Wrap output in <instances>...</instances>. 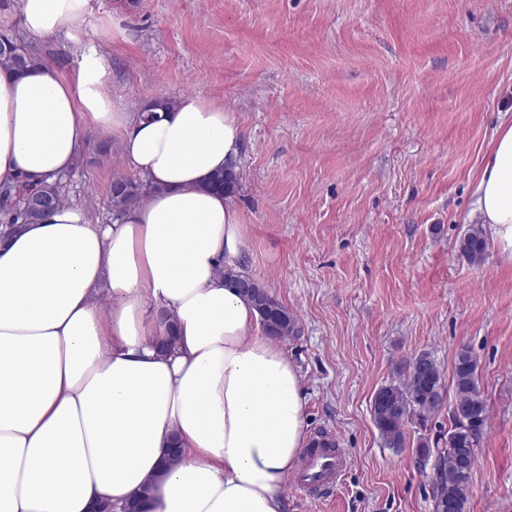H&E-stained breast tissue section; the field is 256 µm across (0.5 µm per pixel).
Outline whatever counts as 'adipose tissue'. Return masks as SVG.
<instances>
[{"instance_id":"1","label":"adipose tissue","mask_w":512,"mask_h":512,"mask_svg":"<svg viewBox=\"0 0 512 512\" xmlns=\"http://www.w3.org/2000/svg\"><path fill=\"white\" fill-rule=\"evenodd\" d=\"M89 0H19L24 30L79 41ZM102 56L70 73L0 68V183L54 181L91 131L151 191L116 224L66 203L0 235V512H284L308 439L303 380L221 270L248 228L214 173L238 164L235 113L199 96L144 121L104 93ZM470 215L512 259V119Z\"/></svg>"}]
</instances>
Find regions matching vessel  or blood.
Returning <instances> with one entry per match:
<instances>
[{"label":"vessel or blood","instance_id":"1","mask_svg":"<svg viewBox=\"0 0 512 512\" xmlns=\"http://www.w3.org/2000/svg\"><path fill=\"white\" fill-rule=\"evenodd\" d=\"M349 465L348 453L337 447L334 436L317 437L303 453L296 486L309 493H324L342 482Z\"/></svg>","mask_w":512,"mask_h":512}]
</instances>
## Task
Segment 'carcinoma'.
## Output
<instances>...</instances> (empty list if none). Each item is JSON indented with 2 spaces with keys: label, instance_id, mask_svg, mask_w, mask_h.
Returning <instances> with one entry per match:
<instances>
[{
  "label": "carcinoma",
  "instance_id": "carcinoma-1",
  "mask_svg": "<svg viewBox=\"0 0 512 512\" xmlns=\"http://www.w3.org/2000/svg\"><path fill=\"white\" fill-rule=\"evenodd\" d=\"M32 59L34 56L28 51L19 56L4 45L0 47V66L22 70ZM240 179L238 173L220 172L210 180L209 187L216 191L229 189L234 192L239 187ZM109 195L113 214L120 216L130 207L143 202L147 188L139 181L118 175L110 183ZM64 199L60 179L53 184L40 186L23 180L0 184L3 219L12 228L37 223L45 210L60 204ZM486 248V239L477 224L471 225L460 239V255L472 263L483 259ZM224 276L233 280L235 286L251 299L259 314L276 326L270 335L286 338L298 334L297 315L275 298L261 281L231 269L224 271ZM477 369V361L471 353L461 350L454 363L456 406L451 413L448 439L444 447L433 450L427 444H421L425 455L436 452L442 477L441 493H435L432 497V512H448L439 504L442 494L456 502V512H467L468 509L471 472L461 467L459 455L469 448H478L487 424V405L480 391ZM443 391L444 377L431 354L422 352L398 365L396 380L378 389L372 403L373 420L386 447H406L405 424L412 416L424 421L441 410L444 401L440 393Z\"/></svg>",
  "mask_w": 512,
  "mask_h": 512
}]
</instances>
